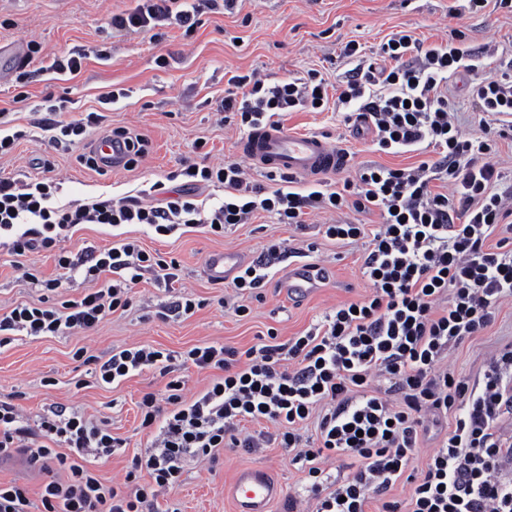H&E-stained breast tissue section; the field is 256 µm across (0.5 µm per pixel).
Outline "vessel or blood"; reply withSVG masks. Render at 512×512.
I'll return each mask as SVG.
<instances>
[{"mask_svg":"<svg viewBox=\"0 0 512 512\" xmlns=\"http://www.w3.org/2000/svg\"><path fill=\"white\" fill-rule=\"evenodd\" d=\"M240 149L267 173L293 177L317 176L336 171L347 162L345 154L316 134H294L280 126H268L244 138ZM95 155L105 160L108 168L124 167L129 153L122 139L104 137L93 147ZM246 260L233 252L214 253L207 257L204 272L215 283L234 279L245 267ZM323 272L312 264H298L289 269L281 286L289 296L300 300L319 288ZM281 487L260 466L238 469L227 488L234 512H270L280 497Z\"/></svg>","mask_w":512,"mask_h":512,"instance_id":"1","label":"vessel or blood"}]
</instances>
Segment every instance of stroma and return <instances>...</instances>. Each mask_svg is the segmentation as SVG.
<instances>
[{
    "label": "stroma",
    "instance_id": "stroma-1",
    "mask_svg": "<svg viewBox=\"0 0 512 512\" xmlns=\"http://www.w3.org/2000/svg\"><path fill=\"white\" fill-rule=\"evenodd\" d=\"M134 5V0H0V42L22 45L21 58L0 69V133L22 134L11 152L0 156V178L30 182L47 177L58 187L59 202L84 203L140 194L165 181L186 160L218 164L240 159L238 145L244 134L234 119L217 109L228 74L256 72L274 83L303 78L316 69L337 85L350 68L340 56L350 41L368 55L401 30L428 45L447 41L454 27L462 31L472 53L480 55L491 47L496 62H512V13L488 7L452 21L449 0H242L235 14H204L192 35L171 26L157 40L147 33L113 28L112 15ZM74 52L85 57L80 73L53 70L54 60ZM469 80L467 73L455 75L449 99L463 132L477 137L482 115L468 96ZM87 112L99 113L102 119L87 129L86 141L121 129L145 140L144 155L130 167L92 170L79 160L82 145L50 142L46 125ZM282 125L296 133L321 135L344 148L352 169L402 168L419 159L415 152L375 151L369 140L340 124L330 105L321 111L288 113ZM200 141L205 144L201 150L196 147ZM47 153L55 160L49 173L38 165ZM336 219L333 213H313L303 235L267 213L251 223L228 227L220 236L184 225L167 236L140 224L76 226L64 241L72 253L133 241L178 261L179 281L169 292L153 272H145L130 307L108 315L85 334L35 339L14 333L11 342L0 347V401L16 404L33 422L63 406L106 424L126 446L96 462L95 468L105 485L123 486L133 455L146 452L151 443L149 431L139 428L144 394L165 395L168 381L177 380L183 398L189 400L214 377L210 370L182 367L184 351L215 343L244 350L271 328L285 341L310 330L337 305L369 294L361 269L364 243L341 247L323 234L324 225ZM273 241L293 249L295 260L324 269L326 281L307 300L291 302L277 286L288 264L276 263L259 297H243L249 315L236 316L224 305L228 288L206 277L204 261L214 251L240 252L253 260ZM309 243L316 247L310 254L304 251ZM23 264L47 277L56 273L53 252L19 258L0 250L2 309L36 304L43 297L40 287L22 279ZM176 294L198 300L199 308L189 316L160 317L161 307ZM510 342L512 304H506L481 335L449 352L448 367L461 377L478 380L491 351ZM141 347L171 355L169 376L149 368L121 383L105 384L95 379L93 365L75 357L80 348L104 360L113 350ZM249 465L266 467L281 484L284 497L302 489L303 474L289 464L283 449L226 451L212 462L186 460L180 483L160 490L159 506L176 512H232L224 489L239 468ZM284 497L273 504L272 512H283Z\"/></svg>",
    "mask_w": 512,
    "mask_h": 512
}]
</instances>
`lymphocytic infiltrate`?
<instances>
[{
	"label": "lymphocytic infiltrate",
	"instance_id": "f902f5d3",
	"mask_svg": "<svg viewBox=\"0 0 512 512\" xmlns=\"http://www.w3.org/2000/svg\"><path fill=\"white\" fill-rule=\"evenodd\" d=\"M238 0H142L112 18L116 29L147 32L162 23L193 31L200 15L233 11ZM343 58L352 69L330 97L318 71L273 84L255 74L232 75L220 104L237 116L240 131L273 124L284 113L319 109L335 102L343 123L366 127L386 154L425 144L433 158L408 168L366 166L347 171L339 185L315 183L302 194L250 181L241 162L193 167L182 164L179 186L153 184L148 199L125 196L86 204L54 202L51 181L0 179L1 246L15 256L51 250L57 274L24 278L46 291L62 288L75 273L96 287L60 305L17 304L0 314V345L14 331L33 337L87 333L108 315L126 309L131 293L151 270L166 286L178 281L176 261L151 254L133 242L72 256L63 245L80 224H144L156 234L177 225L207 233L246 224L257 214L304 230L316 211L340 214L325 235L341 245L366 240L362 273L370 293L343 303L323 321L288 342L267 332L259 344L240 351L222 344L193 347L185 367L215 370L193 400L179 382L167 385L165 401L146 394L139 407L142 429H155L148 452L134 455L132 472L150 480L124 491L105 487L86 457H110L125 441L83 416L54 411L30 425L14 404L0 402V458L22 454L44 475L37 494L26 485L0 483V512H144L159 488L179 482L186 458L212 461L236 448L254 451L269 443L283 448L306 479L315 512H512V345L489 356L482 380L471 382L444 363L448 351L480 335L501 305L512 303V189L499 190L487 158L499 141L512 140V73L494 72L474 82L470 95L484 119L479 137L464 135L449 107L451 76L472 71L471 51L461 44L424 45L397 33L374 57L364 58L347 42ZM446 184V192L434 189ZM211 183L224 198L211 209L189 190ZM379 213L376 228L343 217L344 211ZM161 351H113L95 373L106 384L155 366ZM381 379L383 388L371 385ZM451 417L448 430L424 468L411 462L434 418ZM249 422L268 432L247 434ZM313 435H305V427ZM350 461L354 471L335 485L322 480L328 460ZM66 472V481L56 478ZM410 487L395 499L397 483Z\"/></svg>",
	"mask_w": 512,
	"mask_h": 512
}]
</instances>
